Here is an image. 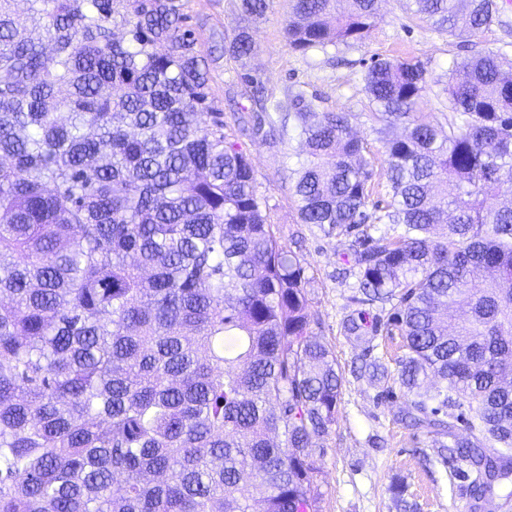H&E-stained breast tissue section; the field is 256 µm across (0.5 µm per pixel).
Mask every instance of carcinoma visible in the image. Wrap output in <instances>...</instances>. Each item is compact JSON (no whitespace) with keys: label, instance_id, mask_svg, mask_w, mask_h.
Returning <instances> with one entry per match:
<instances>
[{"label":"carcinoma","instance_id":"carcinoma-1","mask_svg":"<svg viewBox=\"0 0 512 512\" xmlns=\"http://www.w3.org/2000/svg\"><path fill=\"white\" fill-rule=\"evenodd\" d=\"M404 8L452 37L498 14ZM377 11L293 0L286 45L361 43ZM189 20L181 0H0V512H318L344 372L312 330L313 276L224 134ZM254 51L247 25L224 39L243 69ZM429 86L418 61L369 66L378 174L349 114L301 92L270 145L303 142L286 177L298 223L351 238L352 300L386 311L345 332L367 353L399 336L405 418L489 502L512 476V64L454 63L446 128L418 112ZM273 125L262 98L238 117L249 138ZM376 175L386 199L369 213Z\"/></svg>","mask_w":512,"mask_h":512}]
</instances>
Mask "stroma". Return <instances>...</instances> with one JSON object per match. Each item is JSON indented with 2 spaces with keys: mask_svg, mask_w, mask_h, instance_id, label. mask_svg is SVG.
I'll return each mask as SVG.
<instances>
[{
  "mask_svg": "<svg viewBox=\"0 0 512 512\" xmlns=\"http://www.w3.org/2000/svg\"><path fill=\"white\" fill-rule=\"evenodd\" d=\"M184 3L198 48L210 64V96L224 112V132L239 142L252 162L258 191L268 200L283 242L299 245L305 265L313 269L309 292L314 331L332 348L342 368H349L361 349L342 330L344 317L355 309L350 298L356 279L338 273L347 242L297 221L296 201L283 177L302 150L300 141H290L284 153L274 152L261 139L239 136L236 118L242 108L251 107L252 95L283 103L300 90L316 100L319 111L349 113L353 132L365 139L375 162H382L384 145L364 90L372 61L417 60L435 78L447 77L453 62L478 50H499L512 61V8L464 42L410 17L401 0H382L376 25L363 43L300 53L289 50L283 38L291 0H272L265 17L252 25L257 50L243 69L216 46L241 23L237 0ZM390 385L387 379L347 378L337 421L316 457L319 512H397L391 485L398 480L407 485V498L417 503L416 512H512V482L496 484L491 503L475 500L463 473L441 462L430 437L402 420L404 399L390 393Z\"/></svg>",
  "mask_w": 512,
  "mask_h": 512,
  "instance_id": "35a3bbf8",
  "label": "stroma"
}]
</instances>
